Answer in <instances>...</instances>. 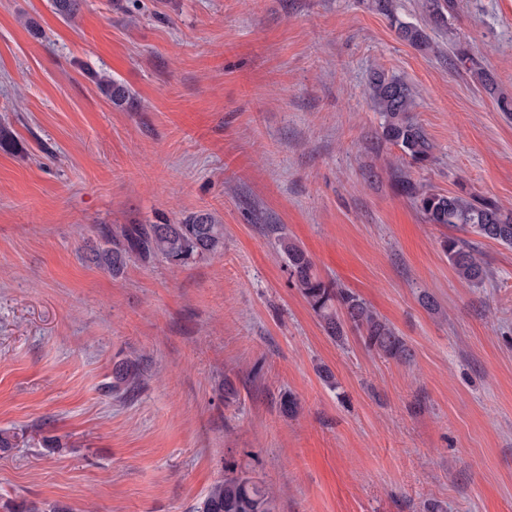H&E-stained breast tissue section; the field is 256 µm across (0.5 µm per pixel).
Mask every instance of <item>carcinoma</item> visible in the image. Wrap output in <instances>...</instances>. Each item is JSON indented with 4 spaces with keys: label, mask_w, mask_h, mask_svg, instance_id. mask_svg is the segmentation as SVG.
I'll list each match as a JSON object with an SVG mask.
<instances>
[{
    "label": "carcinoma",
    "mask_w": 512,
    "mask_h": 512,
    "mask_svg": "<svg viewBox=\"0 0 512 512\" xmlns=\"http://www.w3.org/2000/svg\"><path fill=\"white\" fill-rule=\"evenodd\" d=\"M84 0H50L51 7L64 21H76ZM372 6L387 17L397 37L411 46L427 51L430 39L427 29L448 26L453 0H425V25L406 22L395 12L392 0H372ZM461 67L470 72L493 96L499 111L512 115V98L497 92L494 74L464 49L457 50ZM100 92L112 107L135 108L131 89L121 80L107 75H94ZM369 96L383 118L376 139L397 147L401 160L412 166L425 167L434 162V145L427 132L413 116L414 92L402 77L383 68L373 72ZM392 185L397 193L408 197L428 224H440L462 233H472L512 247V212L498 202L460 188L442 192L414 180L409 171L394 165L390 168ZM277 234L280 253L288 263V273L301 295L318 318L326 335L337 343H345L348 334L360 338L367 351L385 360L410 363L413 350L396 328L360 295L324 280L312 258L292 238L270 225ZM111 247L96 253V260L112 275L124 272L131 260L163 258L173 266L190 259H202L224 250V224L211 211H197L172 224H125L109 240ZM442 250L458 279L468 285L483 282L489 269L470 242L448 236ZM141 380V369L135 360L117 362L112 368V393L123 397L134 391ZM192 512H278L277 496L254 472L229 462L224 478L209 488L205 497L192 507Z\"/></svg>",
    "instance_id": "carcinoma-1"
}]
</instances>
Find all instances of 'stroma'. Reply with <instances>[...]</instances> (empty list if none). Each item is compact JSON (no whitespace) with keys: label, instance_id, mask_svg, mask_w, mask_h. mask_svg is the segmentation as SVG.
I'll return each instance as SVG.
<instances>
[{"label":"stroma","instance_id":"35a3bbf8","mask_svg":"<svg viewBox=\"0 0 512 512\" xmlns=\"http://www.w3.org/2000/svg\"><path fill=\"white\" fill-rule=\"evenodd\" d=\"M0 0V512H190L226 461L279 512H512V247L473 237L466 285L393 188L374 68L416 92L436 160L414 179L512 210V0H456L437 48L369 0ZM123 80L112 109L93 77ZM210 210L224 249L174 269L90 259L103 229ZM270 224L411 345L408 364L337 344L290 280ZM431 294L437 312L427 311ZM138 360L134 394L113 365ZM328 366L337 388L319 378ZM236 395L225 399L224 385ZM292 393L301 411L281 412ZM457 59L461 67L470 72L493 96L499 111L506 115H512V98L497 92V82L494 74L474 56H471L465 49L458 48ZM141 375L136 360L116 362L112 368V393L120 397L126 396L140 385Z\"/></svg>","mask_w":512,"mask_h":512}]
</instances>
